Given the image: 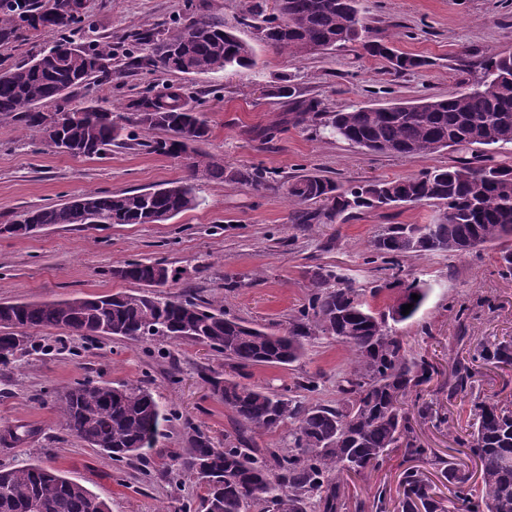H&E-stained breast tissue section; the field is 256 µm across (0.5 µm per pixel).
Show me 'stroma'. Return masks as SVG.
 Here are the masks:
<instances>
[{"label":"stroma","mask_w":512,"mask_h":512,"mask_svg":"<svg viewBox=\"0 0 512 512\" xmlns=\"http://www.w3.org/2000/svg\"><path fill=\"white\" fill-rule=\"evenodd\" d=\"M84 4L85 22L76 29L75 41L109 42L115 55L111 79L70 89L71 105L107 102L120 107L146 89L168 83L182 86L189 107L209 122L204 151L228 168H263L276 184L265 190L202 179L199 207L156 224H58L26 236L0 232V303L133 293L138 284L113 278L111 271L122 261L137 259L160 260L176 270L172 293L191 294L223 307L228 316L260 325H287L308 303L310 272L319 267L361 289L372 308L384 309L398 291L385 285L389 272L368 263L370 241L390 224L431 223L437 208L407 205L304 230L294 224L297 207L280 182L303 173L326 176L346 187L373 178H402L451 165L457 152L372 154L289 123L286 100L271 96L269 90L289 78L302 97L319 100L329 112L445 97L469 88L487 55L512 53V0H360L374 34L391 37L399 51L425 59L424 67L400 75L354 46L301 57L267 46L257 39L256 28L274 16L272 0ZM202 15L223 22L252 46V68L186 75L128 66L131 33L184 26ZM187 174L183 160L144 147H115L100 158H75L17 120L0 118V225L89 190L159 188ZM501 247L493 241L464 257L439 253L401 259L402 277L420 279L430 287L414 319L399 326L407 350L438 368L430 382L414 388L405 404L427 454L412 460L403 450H393L377 470L350 482L355 498L369 504L382 489L387 512H397L400 474L415 465L448 512H458L454 487L442 475V465L450 462L479 475V463L462 444L473 398L512 396V368L477 367L472 388L453 397L443 386L454 363L470 362L473 353L512 336V277L498 271ZM228 277L244 279L245 287L226 288ZM32 343L24 358L0 366V434L19 426L29 431L21 442L0 441V468L39 461L107 500L112 512H160L164 507L177 512L182 504H199L202 488L174 466L188 446L187 423L198 426L219 448L240 432L234 414L212 394L207 376H231L280 391L310 379L317 389L301 392V401L332 405L338 397L336 384L350 371L353 358L347 345L329 338L313 341L291 366L243 371L207 346L167 338L90 341L51 328L33 331ZM87 381L141 382L170 413L145 459L112 461L63 429L57 402L67 388ZM425 406L431 413L419 418Z\"/></svg>","instance_id":"stroma-1"}]
</instances>
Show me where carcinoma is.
Returning a JSON list of instances; mask_svg holds the SVG:
<instances>
[{"mask_svg":"<svg viewBox=\"0 0 512 512\" xmlns=\"http://www.w3.org/2000/svg\"><path fill=\"white\" fill-rule=\"evenodd\" d=\"M359 0H285L278 17L257 28L258 38L292 55L358 45L371 57L389 63L396 74L426 65L372 36L358 7ZM82 0H0V45L25 33L48 38L28 61L0 73V116L19 120L45 133L51 114L64 111L68 90L106 74L112 60L107 42L77 44L72 33L84 22ZM136 53L129 65L181 74L222 70L225 65L249 68L250 47L224 24L199 17L173 32L144 31L132 35ZM285 98L292 120L376 154L424 155L443 149L470 151L471 157L416 176L375 179L345 188L317 175H295L287 181L295 204L321 202L305 209L296 223L311 226L351 218L361 211L398 205L431 204L439 217L432 224H390L371 243L370 262L399 267L410 254L450 252L464 256L481 244L512 237V162L496 150L512 146V54H494L473 86L446 98L366 106L327 112L314 99L299 100L287 79L273 86ZM126 114L108 109L75 107L83 118L62 129L65 138L87 158L101 157L111 147L134 146L132 129L163 135L139 146L171 158L188 160L192 174L217 182L271 186L258 167L226 169L202 151L210 126L203 114L188 107L182 87L166 85L153 95L128 101ZM202 200L189 179L154 190L120 193L87 191L71 200L27 211L21 224H152L197 208ZM112 277L141 286L135 293L75 297L49 303H0V365L28 353L27 330L64 328L77 336L120 337L145 341L154 337L201 342L224 354L236 367H282L300 361L307 344L318 337L349 345L351 371L339 381L336 406H306L283 392L244 384L219 375L207 377L214 395L224 402L246 430L266 434L284 421L294 425L297 452L280 448H248L243 438L224 440L217 448L199 430L191 449L175 459L180 472L205 488L201 512H365V503L351 497L347 479L380 466L391 448H405L410 457L427 449L415 447L405 400L431 379L434 367L414 358L394 325L412 319L428 297L427 284L392 274L400 295L383 312L373 311L352 286H329L333 274L319 267L310 274L314 292L308 305L274 331L229 318L224 308L187 295L164 291L168 269L158 262L126 261L112 268ZM419 296L413 300L411 295ZM410 304L409 314L402 306ZM478 359L512 367V338L483 349ZM472 367L457 365L448 379V396L466 390ZM475 418L463 441L480 462L478 485L463 470L448 464V483L457 489L464 512H512V400L497 395L476 397ZM64 429L97 448L114 462L142 459L155 447L167 414L153 393L137 382L117 385L81 383L68 389L58 407ZM399 512H445L430 495L421 470L403 471ZM0 512H110L108 503L81 483L34 461L0 469Z\"/></svg>","mask_w":512,"mask_h":512,"instance_id":"1","label":"carcinoma"}]
</instances>
